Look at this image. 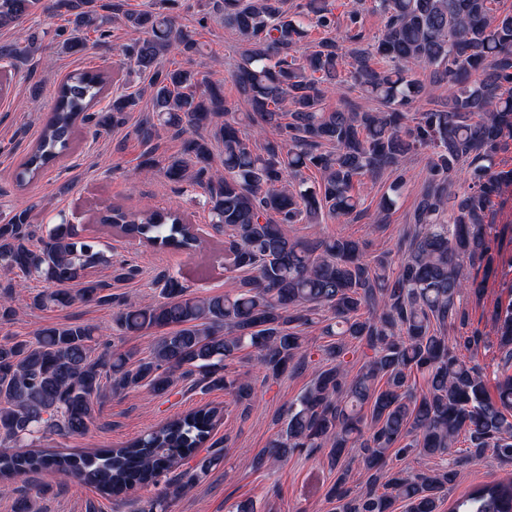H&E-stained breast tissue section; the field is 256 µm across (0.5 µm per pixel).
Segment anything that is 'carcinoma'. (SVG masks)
Returning a JSON list of instances; mask_svg holds the SVG:
<instances>
[{
    "label": "carcinoma",
    "mask_w": 512,
    "mask_h": 512,
    "mask_svg": "<svg viewBox=\"0 0 512 512\" xmlns=\"http://www.w3.org/2000/svg\"><path fill=\"white\" fill-rule=\"evenodd\" d=\"M42 0H0V29L18 36L0 44V60L35 75L47 32L24 28ZM500 0H371L386 24L365 41L362 13L340 25L332 0H197L199 11L220 12L224 26L244 43L232 75L246 112L233 111L224 83L164 59L202 53L194 35L172 14L171 0H154L140 12L112 0H53L45 10L61 21L54 29L60 52L83 54L110 43L112 24L136 37L119 51L136 72L148 75L152 100L136 128L145 146L141 166L168 182L204 191L210 223L224 231V270L236 273L230 293L192 296L189 286L164 272L156 277L161 300L132 302L89 269L111 268V279H132L139 268L112 260L80 241L72 224H53L36 235L32 207L0 217V325L17 316L14 295L28 282L33 309L64 310L83 301L113 310L112 330L131 336L158 330L149 355L133 349L97 351L99 327L80 320L49 324L31 338H0V493L17 495L15 512H37L31 475L54 470L114 498L136 486L160 492L139 512H170L224 459V442L211 435L224 410L208 405L186 411L116 448L93 455L34 450L32 433L82 436L95 425L108 395L145 388L162 396L178 382L222 390L244 410L257 395L227 372L226 361L245 350L265 379L295 372L311 358L303 328L331 313L322 335L324 365L306 391L278 420L281 435L262 450L259 466L282 461L299 448H324L336 482L328 492L336 512H439L458 476L460 459L487 454L512 462V373L487 392L483 367L472 353L486 346L463 305L484 282L471 269L492 263L493 199L512 184V168L498 155L512 136V9ZM336 36L299 53L308 31ZM421 65L430 83L448 90L439 102L413 78ZM100 70L63 78L36 144L16 172L22 185L56 165L73 149L77 132L91 123L98 133L125 122L142 94L92 108L109 84ZM352 82L372 110L350 103L328 111L337 84ZM257 139L242 136L240 125ZM183 137L181 154L159 152L160 131ZM222 146L215 154L213 144ZM430 153L428 176L395 251L372 259L349 235L308 240L288 234L291 224L327 216H364L366 181H391L372 228L407 186V161ZM471 166L468 190L450 192L449 180ZM122 236L141 245L193 250L198 237L179 211L145 205L112 208L107 217ZM499 346L512 362V301L495 317ZM365 349L351 367L352 345ZM424 381L421 392L412 378ZM464 439L461 458L447 459ZM209 445L206 456L195 459ZM439 460L411 472L399 465L409 453ZM367 475L349 486L352 465ZM451 512H512V480H490L457 501Z\"/></svg>",
    "instance_id": "cac0c4a2"
}]
</instances>
